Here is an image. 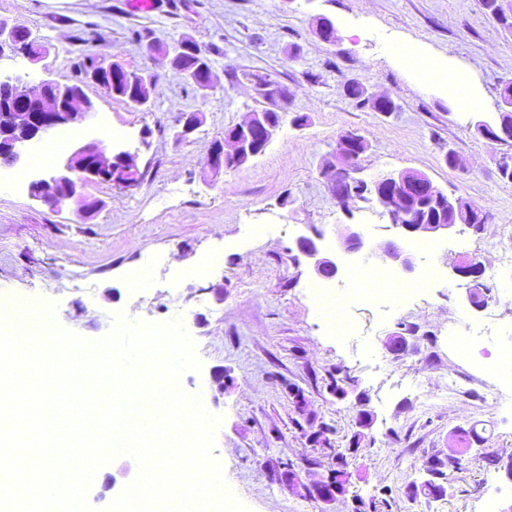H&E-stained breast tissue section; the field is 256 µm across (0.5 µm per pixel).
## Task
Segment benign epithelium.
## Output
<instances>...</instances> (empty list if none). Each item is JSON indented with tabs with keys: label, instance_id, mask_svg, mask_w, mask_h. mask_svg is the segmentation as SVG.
Masks as SVG:
<instances>
[{
	"label": "benign epithelium",
	"instance_id": "7a95c632",
	"mask_svg": "<svg viewBox=\"0 0 512 512\" xmlns=\"http://www.w3.org/2000/svg\"><path fill=\"white\" fill-rule=\"evenodd\" d=\"M18 27L20 23L16 21L0 19V57L8 52L15 58L33 63L37 57L16 43L14 32ZM95 112L94 101L78 84L42 80L29 72L0 71V167L17 165L33 143L53 132L84 127ZM235 129V133L224 138L221 149L210 152L208 165L211 171L218 172L224 168V163L250 154V140L256 135L266 144H271L278 127L261 124L257 114L252 112L247 119L236 124ZM358 140L357 133L348 132L336 142V158L342 162V171L332 179V190L340 203L364 199L372 194L383 215L408 237L431 236L456 227V224L446 220L425 223L413 218L409 211L411 198L405 192L409 187L413 188L415 194L427 195L433 202L447 205L450 211L457 207L454 197L415 170L387 172L371 184L351 175ZM138 176L136 154L116 150L101 138H90L67 154L52 174L33 179L30 192L47 203L57 206L71 201L91 213L93 209L87 207L89 185L109 182L128 188L138 184ZM346 182L356 186V189L347 192L344 189ZM366 239L363 229L347 226L341 233L340 250L345 255L363 254ZM297 247L310 261L316 275L332 279L341 274L342 262L325 255L320 238L300 236ZM379 258L405 272L414 269L410 253L393 241H387L380 247ZM453 273L471 281L463 302L475 309L481 308L474 302V294L484 287L481 283L484 273L482 264L475 259H462L453 266Z\"/></svg>",
	"mask_w": 512,
	"mask_h": 512
}]
</instances>
